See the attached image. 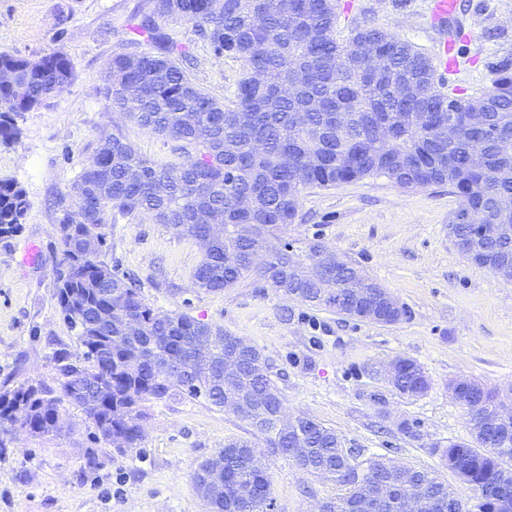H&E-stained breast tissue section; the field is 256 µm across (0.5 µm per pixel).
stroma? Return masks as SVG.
<instances>
[{
    "instance_id": "obj_1",
    "label": "stroma",
    "mask_w": 512,
    "mask_h": 512,
    "mask_svg": "<svg viewBox=\"0 0 512 512\" xmlns=\"http://www.w3.org/2000/svg\"><path fill=\"white\" fill-rule=\"evenodd\" d=\"M429 2L337 0L336 36L348 38L353 21H366L434 55ZM151 9L152 0H0V53L34 58L60 50L75 72L46 106L21 114L17 143L0 147V179L15 182L29 202L21 232L0 236V391L30 379L58 385L56 355L83 358L55 299L61 246L54 224L60 198L100 139L119 132L156 163L185 159L180 142L142 129L103 94L108 62L131 48L129 18ZM454 23L466 37L465 63L460 73L444 74L445 87L480 95L492 85L488 62L512 56V0H460ZM163 28L190 46L193 81L233 101L244 63L214 58L194 23L169 20ZM300 196L299 217L285 235L295 253L318 243L362 268L407 307L406 319H350L250 280L203 292L192 278L200 246L140 217L105 225V260L136 279L152 307L219 325L257 347L287 412L314 418L347 445L437 472L473 512L472 486L433 448L472 439L468 411L449 382L471 378L512 391V279L470 263L451 241L448 220L459 199L448 186L411 191L371 177ZM32 245L38 256L31 261ZM400 357L424 368L430 387L423 395L400 396L383 378ZM60 417L61 429L41 437L0 427V512H209L193 487L194 470L226 440L248 435L244 420L201 399L150 405L140 447L123 454L80 407L63 403ZM404 421L417 425V436L400 432ZM262 462L274 512H318L343 492L284 456L266 453Z\"/></svg>"
}]
</instances>
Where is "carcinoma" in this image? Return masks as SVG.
<instances>
[{"mask_svg": "<svg viewBox=\"0 0 512 512\" xmlns=\"http://www.w3.org/2000/svg\"><path fill=\"white\" fill-rule=\"evenodd\" d=\"M159 19L194 23L215 57L245 63L235 104H224L191 79L190 47L164 32ZM336 22L333 0H154L150 15L133 20L135 44L152 50L114 54L105 97L139 126L182 142L192 153L179 164L159 165L123 137L101 140L96 166L84 168L68 191L80 210L59 205L55 224L62 246L57 304L85 348L84 362L60 366L58 392L31 380L0 393V426L19 421L33 436L48 435L66 401L82 409L104 441L125 452L140 447L148 403L202 397L224 408L221 369L237 337L186 313L153 308L135 279L101 259L102 228L127 217L144 216L198 243L202 259L192 278L206 293L259 278L308 306L383 325L403 321L406 307L374 300L373 309L361 313L347 288L360 269L348 263L321 285L303 278L305 261L286 244L263 270L252 265L251 250L276 248L274 242L295 223L300 189L379 176L406 190L446 184L460 196L448 238L461 254L492 270L500 259L512 260V234L481 232L483 224L512 228V213L497 208L500 198L512 196V58L489 63L494 80L482 95L447 94L432 59L411 42L358 21L343 43L336 38ZM368 54L383 64L369 66ZM0 70L12 73L0 81V145L9 146L20 135L17 117L45 105L56 86L73 80L74 68L64 52L54 51L35 59L0 54ZM297 72L300 83L290 94L288 78ZM471 112L482 113L495 136L469 128ZM450 115L461 126L454 140L440 132ZM474 151L484 157L479 168L469 164ZM284 155L286 166L280 164ZM28 207L17 184L0 180V235L19 233ZM467 212L472 218L465 222ZM242 224L258 225L256 237H242ZM214 225L224 227L222 235H213ZM196 336L222 340L199 351L191 347ZM252 351L254 358L241 366L240 388L258 397L260 411L240 418L268 447L293 450L294 464L345 488L342 497L326 503L328 512H345L347 502L364 495L367 486L353 475L363 467L382 470L387 481L373 512H404L397 493L404 486L402 473L429 493L415 512H464L433 471L383 454L363 461L365 449L346 447L335 430L306 415L295 427L278 428L274 408L282 402L280 392L260 350ZM168 362L184 373L159 378L154 366ZM399 363L392 388L401 396L422 394L428 382L423 367L408 358ZM197 374L207 376L210 386L198 388ZM452 397L471 415L473 442L450 441L434 452L473 486L478 512H493L484 488H512V428L494 424L497 399L476 381L458 384ZM250 447L246 439L229 440L194 470L193 486L212 512H234L235 502L208 499L202 479L208 465L231 471L239 486L271 498L270 476L247 460Z\"/></svg>", "mask_w": 512, "mask_h": 512, "instance_id": "cac0c4a2", "label": "carcinoma"}]
</instances>
